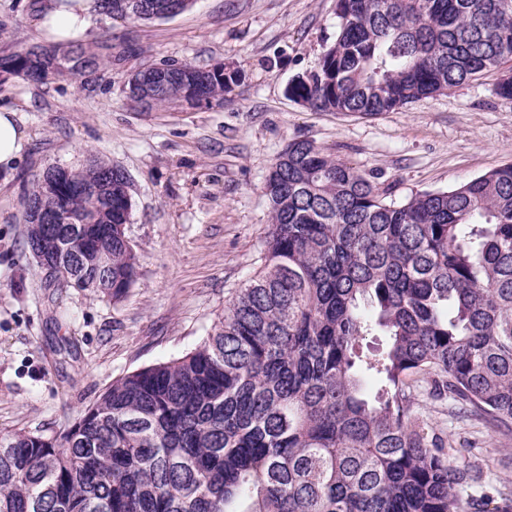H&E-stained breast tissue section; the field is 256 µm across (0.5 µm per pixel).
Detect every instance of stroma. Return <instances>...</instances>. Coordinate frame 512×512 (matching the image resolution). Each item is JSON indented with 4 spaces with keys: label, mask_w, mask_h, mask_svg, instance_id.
I'll list each match as a JSON object with an SVG mask.
<instances>
[{
    "label": "stroma",
    "mask_w": 512,
    "mask_h": 512,
    "mask_svg": "<svg viewBox=\"0 0 512 512\" xmlns=\"http://www.w3.org/2000/svg\"><path fill=\"white\" fill-rule=\"evenodd\" d=\"M34 0H0L9 37L38 41ZM336 31V0H195L168 19L124 24L98 14L88 40L130 46L95 79L0 87V108L28 134L0 171V435L51 434L73 423L114 380L189 351L234 292L260 271L269 231L263 183L278 153L307 139L403 204L512 164V99L502 73L374 116L311 110L287 86L314 69ZM164 60L238 70L224 105L131 107L129 72ZM95 154L121 168L133 210L125 233L136 276L120 300L74 288L49 294L25 244V195L49 166ZM420 412L455 465L479 467L487 492L512 490V431L457 413L418 389Z\"/></svg>",
    "instance_id": "1"
}]
</instances>
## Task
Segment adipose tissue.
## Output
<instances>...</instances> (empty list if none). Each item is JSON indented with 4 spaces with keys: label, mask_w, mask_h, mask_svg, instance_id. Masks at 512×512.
I'll return each instance as SVG.
<instances>
[{
    "label": "adipose tissue",
    "mask_w": 512,
    "mask_h": 512,
    "mask_svg": "<svg viewBox=\"0 0 512 512\" xmlns=\"http://www.w3.org/2000/svg\"><path fill=\"white\" fill-rule=\"evenodd\" d=\"M96 12L94 0H46L38 27L46 42L66 44L84 38ZM27 140L15 112L0 109V169L12 168Z\"/></svg>",
    "instance_id": "ef3b65f1"
}]
</instances>
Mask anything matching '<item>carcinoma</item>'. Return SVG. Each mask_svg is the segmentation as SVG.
<instances>
[{
	"instance_id": "1",
	"label": "carcinoma",
	"mask_w": 512,
	"mask_h": 512,
	"mask_svg": "<svg viewBox=\"0 0 512 512\" xmlns=\"http://www.w3.org/2000/svg\"><path fill=\"white\" fill-rule=\"evenodd\" d=\"M168 2L97 0L128 22L168 18ZM336 17L288 86L316 110L393 112L512 62V0H336ZM116 48L18 44L0 51V85L98 73ZM168 65L150 110L180 104L191 77L209 107L240 81ZM108 168L33 180L23 221L28 248L56 256L46 287H131L133 205ZM264 190L261 271L190 352L113 381L60 433L1 435L0 512H512V495L471 493L481 476L448 460L414 394L431 375L432 398L512 421V165L397 204L305 139ZM33 203L78 223L32 224Z\"/></svg>"
}]
</instances>
